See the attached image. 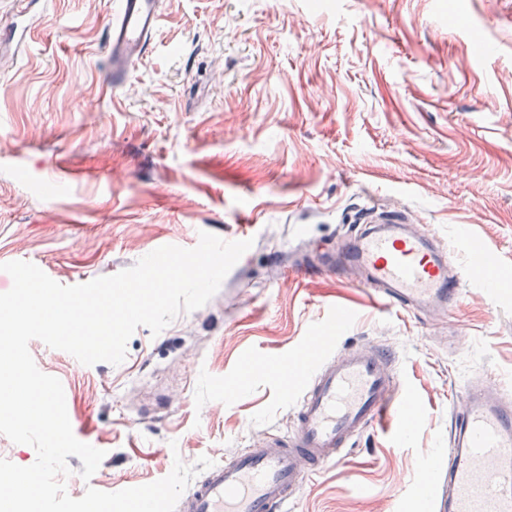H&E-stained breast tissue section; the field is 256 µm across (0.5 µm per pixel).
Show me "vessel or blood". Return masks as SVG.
Wrapping results in <instances>:
<instances>
[{
    "mask_svg": "<svg viewBox=\"0 0 512 512\" xmlns=\"http://www.w3.org/2000/svg\"><path fill=\"white\" fill-rule=\"evenodd\" d=\"M159 15L158 0H120L108 41L113 86L124 84L148 51ZM461 244L472 273L483 276L487 247L470 234ZM350 261L363 268L374 301L388 308H450L461 297L458 277L432 239L396 224L365 227L323 268L332 273ZM295 364L307 384L288 438H269L208 468L175 512H288L306 482L365 431L395 423L404 442L424 415L391 350L339 352L332 336L314 335ZM462 398L464 410L450 415L448 462L427 467L415 494L424 512H512V405L468 389ZM301 458L307 470L298 468Z\"/></svg>",
    "mask_w": 512,
    "mask_h": 512,
    "instance_id": "b4317fda",
    "label": "vessel or blood"
}]
</instances>
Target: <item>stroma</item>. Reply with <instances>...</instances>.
Wrapping results in <instances>:
<instances>
[{"instance_id":"35a3bbf8","label":"stroma","mask_w":512,"mask_h":512,"mask_svg":"<svg viewBox=\"0 0 512 512\" xmlns=\"http://www.w3.org/2000/svg\"><path fill=\"white\" fill-rule=\"evenodd\" d=\"M118 0H0V264L71 286L200 232L253 239L218 292L114 366L32 340L68 417L106 455L66 491L115 492L175 459L223 462L287 437L301 382L282 360L336 308L337 348H393L425 415L406 444L364 432L289 512H422L462 387L512 402V0H161L147 56L119 87ZM435 235L461 268L438 314L381 310L354 263L319 271L363 224ZM470 230L496 293L467 269Z\"/></svg>"}]
</instances>
